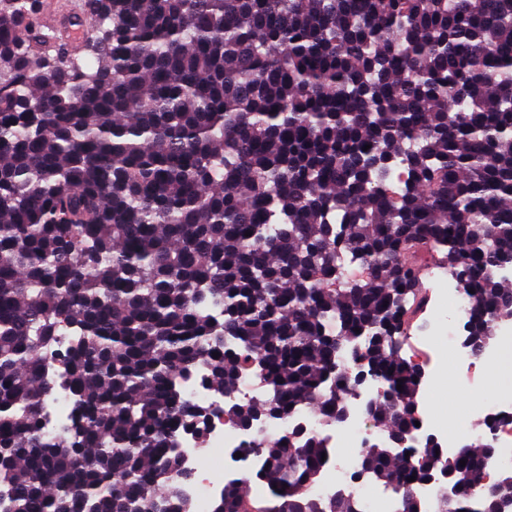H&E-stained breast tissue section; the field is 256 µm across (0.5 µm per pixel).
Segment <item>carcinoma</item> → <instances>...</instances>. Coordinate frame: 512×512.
I'll use <instances>...</instances> for the list:
<instances>
[{"mask_svg":"<svg viewBox=\"0 0 512 512\" xmlns=\"http://www.w3.org/2000/svg\"><path fill=\"white\" fill-rule=\"evenodd\" d=\"M44 10L0 0L8 512H193L175 431L208 414L181 379L233 392L246 367L265 392L224 406L242 426L336 423L366 371L385 385L367 420L410 457L368 448L355 474L400 512L438 469L457 489L438 512H512V473L478 494L512 415L466 454L411 448L401 355L424 251L465 296L473 356L512 317V0H83L67 35ZM60 384L74 406L48 438ZM247 448L278 504L237 482L223 512H360L312 493L319 436Z\"/></svg>","mask_w":512,"mask_h":512,"instance_id":"1","label":"carcinoma"}]
</instances>
